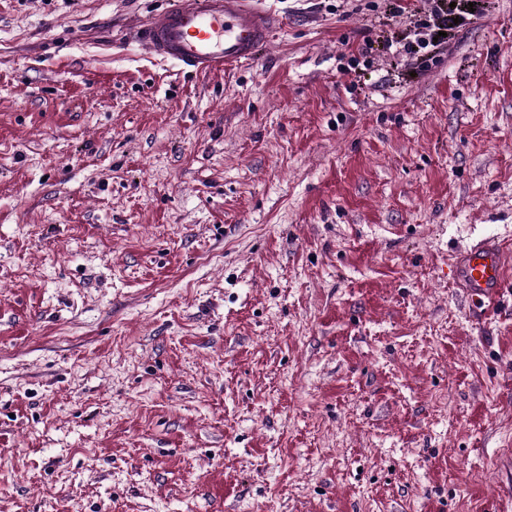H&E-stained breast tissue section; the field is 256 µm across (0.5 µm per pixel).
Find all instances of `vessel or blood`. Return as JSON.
<instances>
[{"label":"vessel or blood","instance_id":"1","mask_svg":"<svg viewBox=\"0 0 512 512\" xmlns=\"http://www.w3.org/2000/svg\"><path fill=\"white\" fill-rule=\"evenodd\" d=\"M278 18L254 0H173L143 24L137 41L150 54L194 75L221 74L252 62L257 47L278 29ZM458 284L495 312L506 286L512 256L497 239H483L460 252Z\"/></svg>","mask_w":512,"mask_h":512}]
</instances>
